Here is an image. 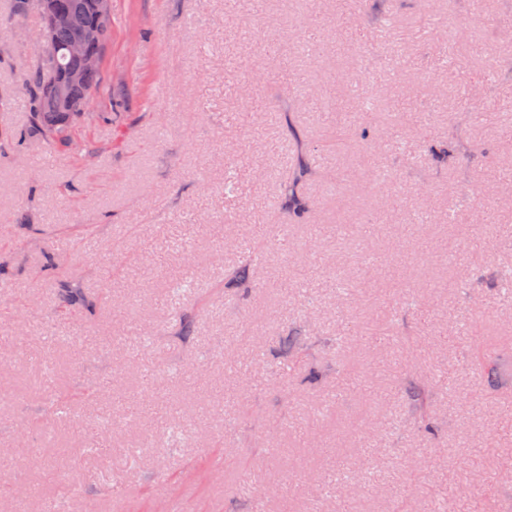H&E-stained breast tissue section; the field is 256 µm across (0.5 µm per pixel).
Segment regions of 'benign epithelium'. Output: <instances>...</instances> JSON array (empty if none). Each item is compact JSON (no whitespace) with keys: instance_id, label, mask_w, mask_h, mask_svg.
<instances>
[{"instance_id":"obj_1","label":"benign epithelium","mask_w":512,"mask_h":512,"mask_svg":"<svg viewBox=\"0 0 512 512\" xmlns=\"http://www.w3.org/2000/svg\"><path fill=\"white\" fill-rule=\"evenodd\" d=\"M40 9L44 18L33 46L41 55L48 54L51 45L52 26L63 21L59 0H40ZM92 9L95 22L86 27H78L73 32L69 44L70 54L80 59L81 67L71 69L63 74L48 69L46 88L65 109L71 106L70 92L83 83L85 72L100 66V57L87 51L86 45L100 39L102 31L99 23L108 18L112 10V0H93Z\"/></svg>"}]
</instances>
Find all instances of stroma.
Wrapping results in <instances>:
<instances>
[{"label":"stroma","instance_id":"1","mask_svg":"<svg viewBox=\"0 0 512 512\" xmlns=\"http://www.w3.org/2000/svg\"><path fill=\"white\" fill-rule=\"evenodd\" d=\"M40 25L0 0V512H156L164 496L177 512H426L450 486L448 512H512V380L488 385L471 355L512 362V294L490 283L512 268L497 177L512 140L459 109L479 96L512 114V0H112L101 95L68 144L33 127ZM281 88L326 177L237 293L232 242L281 221ZM356 93L369 134L401 143L374 157L357 133L330 140ZM454 124L471 153L429 163ZM476 173L497 223L480 221ZM63 279L96 298L92 317L60 314ZM180 286L186 341L170 328ZM302 317L314 383L281 370ZM413 380L423 428L402 422ZM351 470L362 486L342 484Z\"/></svg>","mask_w":512,"mask_h":512}]
</instances>
